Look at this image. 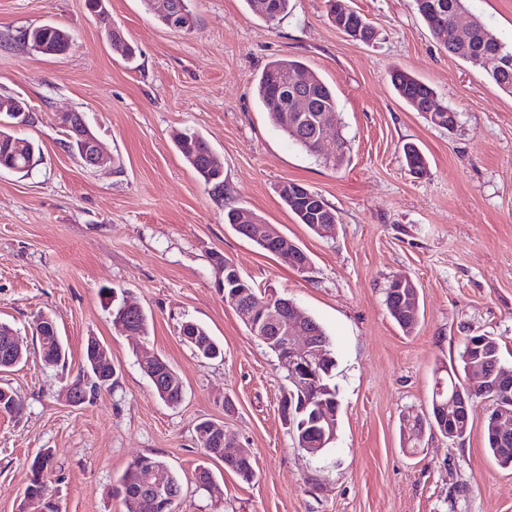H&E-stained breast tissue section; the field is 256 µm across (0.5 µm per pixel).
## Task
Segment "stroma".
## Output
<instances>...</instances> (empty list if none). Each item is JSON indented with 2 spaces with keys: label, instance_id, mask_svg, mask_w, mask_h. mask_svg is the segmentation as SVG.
<instances>
[{
  "label": "stroma",
  "instance_id": "1",
  "mask_svg": "<svg viewBox=\"0 0 512 512\" xmlns=\"http://www.w3.org/2000/svg\"><path fill=\"white\" fill-rule=\"evenodd\" d=\"M91 3L0 0V95L28 101L37 119L21 132L41 150L31 171H0V322L28 339L34 318L49 314L67 351L64 368L45 367L33 349L0 374L23 404L0 415V512H18L30 462L46 448L59 512H123L119 479L139 455L180 477L177 512H512V471L485 447V402L462 441L429 431L412 455L400 431L403 415L427 411L436 370L456 364L471 333L495 336L512 369V94L448 54L412 0H345L374 26L369 45L336 28L326 0H291L271 23L245 0H193L188 32L161 24L145 0H105V21ZM466 9L512 43V0H468ZM109 21L135 58L112 51ZM46 22L70 31L68 54L19 44L21 31ZM277 58L300 60L335 87L343 166L301 150L260 105L256 81ZM395 67L456 112L453 130L397 95ZM66 110L85 112L111 156L105 166L86 168L65 150L56 116ZM186 129L221 162L223 197L178 153L173 136ZM406 143L426 155V173L408 170ZM288 181L336 208L334 238L296 222L277 193ZM231 207L276 225L311 270L237 234L224 222ZM215 252L256 287L292 298L330 337L340 415L321 455L296 448L280 415L287 383L216 288ZM396 274L420 288L421 319L409 334L386 310ZM106 288L142 305L148 335L115 331ZM186 321L205 326L223 356L198 357L180 335ZM91 336L108 347L118 379L73 405L65 387ZM143 347L182 379L178 406L157 397L139 364ZM203 418L223 421L249 448L251 482L197 446ZM201 466L215 490L197 487Z\"/></svg>",
  "mask_w": 512,
  "mask_h": 512
}]
</instances>
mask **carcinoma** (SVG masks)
I'll list each match as a JSON object with an SVG mask.
<instances>
[{"instance_id":"carcinoma-1","label":"carcinoma","mask_w":512,"mask_h":512,"mask_svg":"<svg viewBox=\"0 0 512 512\" xmlns=\"http://www.w3.org/2000/svg\"><path fill=\"white\" fill-rule=\"evenodd\" d=\"M178 5L179 16L175 19L159 15V21L169 27L176 28L182 24V29L189 31L195 23L192 10V0H175ZM466 0H414V7L426 27L441 46L458 59L477 66L482 57L497 55L502 60L511 63L509 74L504 75L498 70L482 68L494 83L503 91L512 93V48L504 42L480 19H474L470 31L463 39L453 35V29H444L445 23L452 22L465 9ZM250 12L271 22L288 13L290 0H246ZM331 21L336 28L352 39L369 44L376 38V33L366 19L359 13L351 10L343 0H329ZM37 42L26 41V33L19 35V42L33 49L35 46H45L55 50L58 55L72 47L73 37L70 32L56 24L43 23L35 26ZM112 45L121 49L125 59L132 57L134 47L124 36L123 31L112 28ZM304 69V63L296 59H277L268 62L261 71L257 84L256 94L264 109L270 112L273 123L296 145L304 151L322 157L332 166H339L346 158L347 142L342 134H337L336 154L328 156L322 154L319 145L320 123L323 116L336 114V90L331 84L320 76H314L308 89L299 93L305 103L302 111H284L291 106V102L284 100L288 76L290 73ZM391 82L398 95L415 111L426 114L430 122L438 127L451 129L455 120L450 117L453 110L441 104L432 87L419 80L409 72L395 69L391 72ZM85 132L84 123L73 125L64 131V147L75 156L80 155L79 136ZM177 151L184 161L203 180L208 191L215 197L224 196V172L211 167L212 149L208 140L194 132L184 131L174 135ZM403 154L407 166L412 172H421L427 166V160L421 150L414 144L403 145ZM40 156L39 147L33 141L14 133L13 130L0 125V170H14L18 173L29 171L33 163ZM278 194L288 210L294 215L298 223L304 224L317 236L331 238L336 234L339 216L334 207L318 192L307 186L289 181L278 187ZM395 280H390L385 291V305L390 317L406 333L413 332L421 318L420 305L409 307L402 299L401 292L394 288ZM233 289H226L224 301L237 313L245 327L255 337L277 336L279 331L271 326H264L247 316L249 308L242 302H233ZM121 313L124 324L131 326L139 336L148 333V316L142 306L134 299L122 301L113 308ZM55 322H46V330L38 336L39 354L46 366L62 365L66 361V349L60 336L52 333ZM304 331L312 336L316 343L324 346L328 354H334L329 336L322 326L313 318L306 317ZM180 333L202 358L215 359L222 355L217 342L210 335L207 328L194 321L182 323ZM459 368L449 369L446 375L436 378L443 382V392L448 394L454 389H465V383L470 380L473 367L477 366L489 372L494 365H502L501 347L499 341L485 333L473 334L465 338L462 350L458 356ZM158 397L169 405L179 404L184 397V385L178 374L163 363L159 381L153 383ZM213 421L202 419L195 425L196 441L204 454L210 458L224 459L223 449L219 448L218 440L221 434L212 431ZM313 426L305 429L299 428L291 431V436L298 448H322L321 441L310 437ZM471 430V424L459 421L456 417H448L447 435L445 438L458 441L464 439ZM486 449L504 469L512 470V452H505L498 440V431L491 418H486L484 425ZM53 453L47 449L36 455L30 463L33 475L32 484H38L42 474L51 470ZM156 471V479L166 487L182 490L179 476L169 465L152 455H140L128 464L120 478V490L124 512H145L143 507L144 491L142 475L145 471ZM244 482H250L255 477L252 458L243 456L233 460L226 466Z\"/></svg>"}]
</instances>
